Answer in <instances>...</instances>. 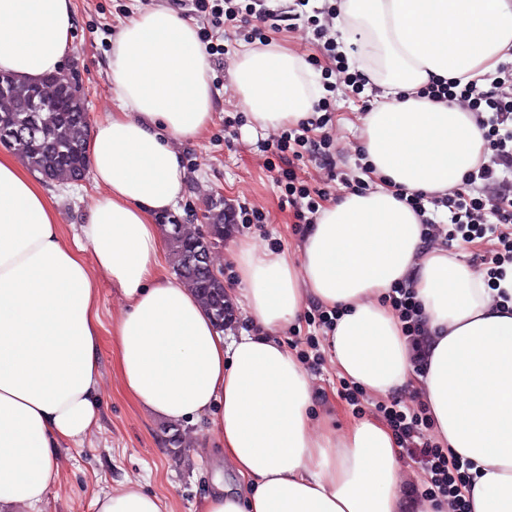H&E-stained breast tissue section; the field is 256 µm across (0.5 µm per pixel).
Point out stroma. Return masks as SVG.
Returning <instances> with one entry per match:
<instances>
[{
    "instance_id": "stroma-1",
    "label": "stroma",
    "mask_w": 512,
    "mask_h": 512,
    "mask_svg": "<svg viewBox=\"0 0 512 512\" xmlns=\"http://www.w3.org/2000/svg\"><path fill=\"white\" fill-rule=\"evenodd\" d=\"M168 7L183 19H190V6L185 0H75L76 20L70 52L64 62L67 81L84 91L89 121H97L104 113L115 110L108 77L111 43L118 30L139 10L152 5ZM264 6L275 12L297 14L294 29L270 33L271 42L301 57L315 71L326 65L323 44L314 39L310 23L315 12L323 11V0H310L301 6L299 0H265ZM213 43L223 45L224 54L208 59L210 81L218 91L214 119L200 138L184 143L181 163L187 173V187L182 201L173 213L183 224H204L209 201L228 200L258 210L263 223L236 225L231 238L213 255L224 284L234 303H241L237 267L233 257L235 239L246 237L258 247L295 251L300 239L294 230L293 211L282 205L279 178L288 163L275 160L265 152V141L275 137V130L253 132L228 71L244 42L240 33L210 28ZM382 90L366 86L353 94L343 90L328 93L327 125L334 138V162L341 179L329 180L314 161L303 160L299 172L310 186L334 200L347 193L346 184L362 175V162L357 149L362 144L361 130L365 113L362 105H379ZM234 118L235 136H226L225 118ZM46 189L52 197L64 226L63 240L74 245L78 226L97 195L92 180L78 183L52 182ZM122 309V302L111 284L101 283L99 314L102 323L101 423L83 447L62 450L57 467L60 475L53 485L42 512H92V499L102 490L118 488L121 481L132 479L144 490L156 494L164 512H197L204 495L213 488V480L223 466L220 440L207 419L190 425L192 439L182 452H173L167 443L165 420L151 416L129 399L122 381L112 365V320ZM280 340L294 354L317 347L319 366L311 370L319 414H330L337 430L344 431L360 421L377 418L379 397L360 395L358 404H350L343 396L344 376L336 366L327 330L308 315L301 317L281 332Z\"/></svg>"
}]
</instances>
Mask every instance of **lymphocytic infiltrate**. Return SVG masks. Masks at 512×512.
Instances as JSON below:
<instances>
[{
    "label": "lymphocytic infiltrate",
    "mask_w": 512,
    "mask_h": 512,
    "mask_svg": "<svg viewBox=\"0 0 512 512\" xmlns=\"http://www.w3.org/2000/svg\"><path fill=\"white\" fill-rule=\"evenodd\" d=\"M191 6L194 15L212 25L238 23L258 37L263 36L265 30L279 28L273 13L252 4L242 6L236 0H191ZM419 95L433 102L461 104L474 112L485 141L487 160L469 172L462 184L452 191L431 196L405 193L401 199L420 217L424 243H432L440 237L468 243L486 237L497 241L500 249L492 259L487 286L499 289L507 267L512 266V233L504 230L505 225L512 224V186L504 179L505 173L512 172V62L499 65L486 85L474 82L463 85L454 79H440L425 86ZM323 126L320 119L298 121L277 139L276 154L299 160L308 153L328 159L331 137L323 133ZM431 205L447 209V224L428 216L427 208ZM387 302L403 325L414 364H421L428 331L409 284L395 285ZM379 410L395 431L401 447L410 451L428 476L425 484L410 488L411 498L416 501L445 499L454 512H466L468 465L451 449L426 438V430L433 426L429 407L422 402L409 407L395 398L380 405Z\"/></svg>",
    "instance_id": "f902f5d3"
}]
</instances>
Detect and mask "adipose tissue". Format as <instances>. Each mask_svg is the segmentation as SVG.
<instances>
[{"mask_svg": "<svg viewBox=\"0 0 512 512\" xmlns=\"http://www.w3.org/2000/svg\"><path fill=\"white\" fill-rule=\"evenodd\" d=\"M74 0H0V71L37 82L62 76ZM362 29L385 71V102L367 115L363 148L377 189L320 209L297 259L234 244L255 335L226 340L198 298L174 281L157 218L182 199L180 143L215 112L195 26L151 6L112 42L115 111L86 149L98 195L84 247L63 241L43 184L0 152V512H42L61 449L101 419L98 281L123 300L112 323L126 394L155 416L210 415L237 488L217 483L201 512H404L399 444L384 423L338 432L314 413L316 393L274 333L306 302L338 310L328 334L342 374L377 395L409 382L401 325L382 302L416 293L429 342L419 393L445 447L472 462L470 512H512V301L492 297L477 269L422 246L402 192H448L484 160L472 113L419 97L442 78L479 81L512 58V0H344L336 19ZM282 47L242 46L230 79L256 129L298 121L320 94ZM91 258H84V250ZM94 512H162L139 483L98 492Z\"/></svg>", "mask_w": 512, "mask_h": 512, "instance_id": "obj_1", "label": "adipose tissue"}]
</instances>
